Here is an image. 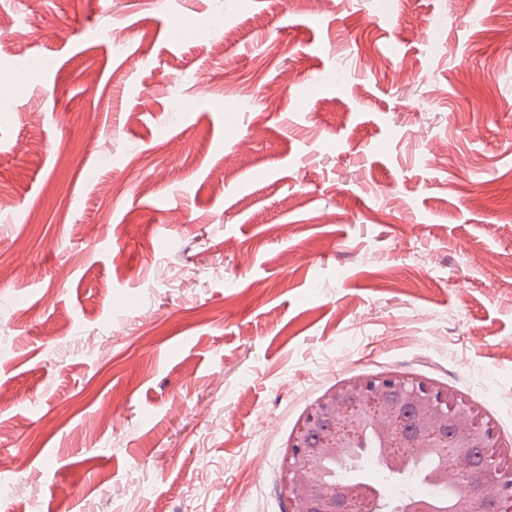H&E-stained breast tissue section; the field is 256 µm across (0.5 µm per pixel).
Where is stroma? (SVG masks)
I'll return each instance as SVG.
<instances>
[{"label":"stroma","mask_w":512,"mask_h":512,"mask_svg":"<svg viewBox=\"0 0 512 512\" xmlns=\"http://www.w3.org/2000/svg\"><path fill=\"white\" fill-rule=\"evenodd\" d=\"M500 0H0V512H286L336 385L512 446ZM121 36L123 50L113 48Z\"/></svg>","instance_id":"obj_1"}]
</instances>
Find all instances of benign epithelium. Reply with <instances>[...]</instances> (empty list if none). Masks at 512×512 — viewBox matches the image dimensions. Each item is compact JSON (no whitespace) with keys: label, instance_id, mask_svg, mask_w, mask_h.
I'll return each mask as SVG.
<instances>
[{"label":"benign epithelium","instance_id":"1","mask_svg":"<svg viewBox=\"0 0 512 512\" xmlns=\"http://www.w3.org/2000/svg\"><path fill=\"white\" fill-rule=\"evenodd\" d=\"M371 437L390 466L432 458L434 485H463L466 452L481 460L480 483L462 496L455 512H471L470 497L483 512H512V450L471 403L425 379L387 373L350 379L307 409L283 458L281 494L287 512H377L381 493L362 483L323 478L322 466L344 462ZM397 512H441L432 496L409 497Z\"/></svg>","mask_w":512,"mask_h":512}]
</instances>
